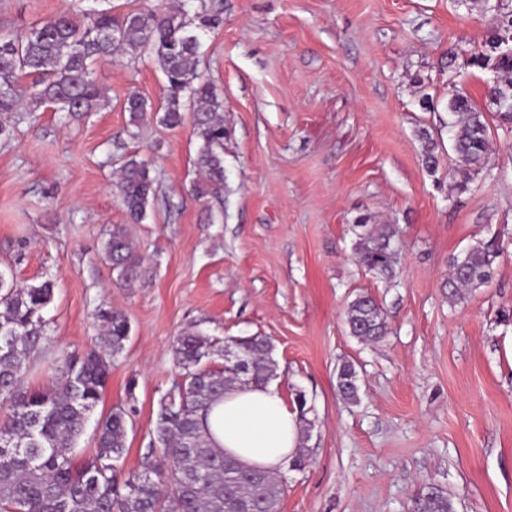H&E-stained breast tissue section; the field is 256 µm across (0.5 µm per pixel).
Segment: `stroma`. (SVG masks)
<instances>
[{
    "label": "stroma",
    "mask_w": 512,
    "mask_h": 512,
    "mask_svg": "<svg viewBox=\"0 0 512 512\" xmlns=\"http://www.w3.org/2000/svg\"><path fill=\"white\" fill-rule=\"evenodd\" d=\"M199 72L224 101V190L196 199L191 125L148 118L127 132L124 100L164 94L155 59L105 63L108 104L68 122L51 109L7 114L0 141V270L18 285L55 281L45 348L26 384L46 381L59 350L83 351L103 304L131 331L74 450L85 460L99 419L130 413L122 474L138 473L158 403L180 379L177 336L274 346L273 379L313 423L301 469H283L281 512H410L430 484L454 512H512V131L500 127L486 73L449 63L489 35L485 0H206ZM72 0H0V25L26 27ZM485 112L491 160L461 183L447 104L459 87ZM433 143L436 170L424 163ZM147 161L159 185L128 223L115 194L120 159ZM126 225L146 275L115 281L103 254ZM398 230L396 276L354 254L356 227ZM498 235L490 282L448 298V261ZM377 299L386 337L348 332L357 294ZM352 361L359 401L336 390Z\"/></svg>",
    "instance_id": "1"
}]
</instances>
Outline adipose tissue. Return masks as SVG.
<instances>
[{
    "instance_id": "1",
    "label": "adipose tissue",
    "mask_w": 512,
    "mask_h": 512,
    "mask_svg": "<svg viewBox=\"0 0 512 512\" xmlns=\"http://www.w3.org/2000/svg\"><path fill=\"white\" fill-rule=\"evenodd\" d=\"M208 426L228 455L270 472L286 465L298 446L296 419L272 385L226 391L213 405Z\"/></svg>"
}]
</instances>
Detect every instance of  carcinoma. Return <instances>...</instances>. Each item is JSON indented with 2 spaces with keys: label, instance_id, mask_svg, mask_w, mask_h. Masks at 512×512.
I'll list each match as a JSON object with an SVG mask.
<instances>
[{
  "label": "carcinoma",
  "instance_id": "cac0c4a2",
  "mask_svg": "<svg viewBox=\"0 0 512 512\" xmlns=\"http://www.w3.org/2000/svg\"><path fill=\"white\" fill-rule=\"evenodd\" d=\"M72 13L45 18L24 29H0V114L15 112L28 102L31 112L52 106L74 121L108 102L99 85L96 67L119 58L135 61L153 56L166 79L163 101L153 105L130 94V135L139 136L147 113L159 114V123L177 127L184 110L192 112L193 133L201 141L193 184L196 198L207 199L224 189V104L210 83L198 73L199 32L219 23V17L201 5L188 10L186 0L177 11L160 6L116 15L110 0H84ZM491 34L470 51L467 66L491 69L509 87L489 89L492 96L512 92V48L500 42V33L512 29V4L491 5ZM452 148L462 183L489 163L490 128L486 114L472 103L465 89L448 99ZM129 223L140 224L156 199L157 186L144 161L126 156L116 184ZM356 233L358 262L373 274L396 276L397 232L389 224H360ZM497 237L478 240L452 257L448 297L488 283L500 255ZM106 259L126 286L138 282L144 267L125 226L115 225L105 245ZM54 283L19 287L0 271V404L8 414L0 419V512H236L242 502L258 512H279L282 481L274 475L255 480L241 469L224 464V451L213 446L207 418L212 406L233 387L263 385L275 376L273 344L264 336L237 340L248 352L244 373L215 366L223 348L199 332L177 337L174 356L182 370L178 397L161 398L148 456L137 474L121 480L126 453L128 412L121 406L99 420L97 446L77 464L72 449L89 415L105 390L110 358L119 354L130 335L126 315L107 305L94 318L98 336L84 353L61 351L52 358L54 374L47 384L23 386L44 336L42 312L53 299ZM352 335L369 343L382 341L387 323L378 303L358 295L346 311ZM339 395L358 397L355 365L343 362L337 372ZM420 512H453L443 492L424 487L413 500Z\"/></svg>",
  "mask_w": 512,
  "mask_h": 512
}]
</instances>
